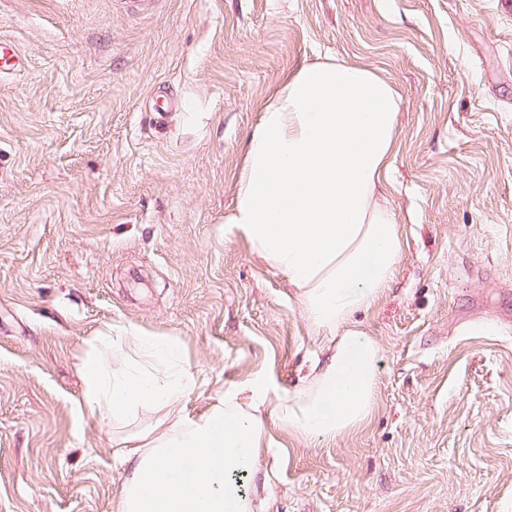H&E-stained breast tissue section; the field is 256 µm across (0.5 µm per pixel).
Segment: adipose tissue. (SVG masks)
I'll return each mask as SVG.
<instances>
[{"label":"adipose tissue","mask_w":512,"mask_h":512,"mask_svg":"<svg viewBox=\"0 0 512 512\" xmlns=\"http://www.w3.org/2000/svg\"><path fill=\"white\" fill-rule=\"evenodd\" d=\"M399 95L374 69L340 59L301 66L261 113L247 144L232 222L253 253L296 290L322 357L294 391L232 386L206 414L179 406L197 385L161 336L105 337L83 359V418L120 424L141 407L162 426L124 438L131 475L117 512H264L239 477L268 484L260 460L270 423L324 442L355 432L377 402L380 346L351 316L373 305L402 251L384 176L396 144Z\"/></svg>","instance_id":"1"}]
</instances>
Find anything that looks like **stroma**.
<instances>
[{"label":"stroma","instance_id":"stroma-1","mask_svg":"<svg viewBox=\"0 0 512 512\" xmlns=\"http://www.w3.org/2000/svg\"><path fill=\"white\" fill-rule=\"evenodd\" d=\"M0 512H113L124 428L78 413L102 337L163 336L200 415L321 354L231 222L268 98L332 56L398 91L396 274L354 320L377 409L269 426L267 512H512V0H0ZM25 70V58L12 42L0 40V77L5 74L20 75Z\"/></svg>","mask_w":512,"mask_h":512}]
</instances>
